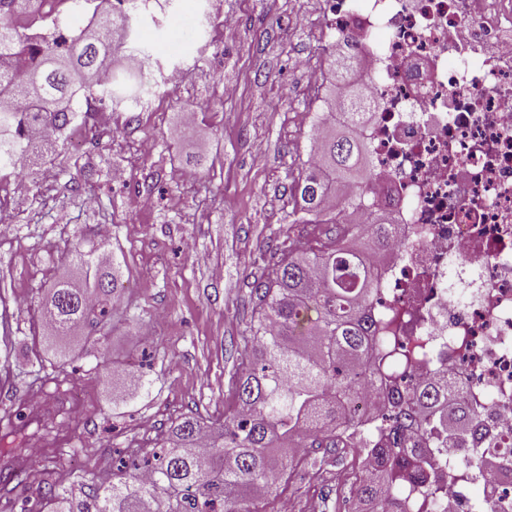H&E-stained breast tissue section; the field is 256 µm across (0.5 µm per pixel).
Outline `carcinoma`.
Listing matches in <instances>:
<instances>
[{"label": "carcinoma", "mask_w": 512, "mask_h": 512, "mask_svg": "<svg viewBox=\"0 0 512 512\" xmlns=\"http://www.w3.org/2000/svg\"><path fill=\"white\" fill-rule=\"evenodd\" d=\"M33 0H0V95L13 96L25 106L0 112V170L13 153L29 150L37 137L52 129L56 142L66 143L78 113L76 97L103 103L140 95V87L123 91L136 77L129 69L112 76L100 89L87 84L100 71L112 68V48L135 37L139 14L134 10L102 12L97 0H82L91 22L79 30L59 25L60 13L49 9L32 14ZM329 72L338 75L341 95L332 89L323 96L331 109L347 114L349 136H332L327 112L316 113L311 136L315 158L293 179L292 193L307 224H330L336 213H325L322 202L336 196V184L350 185L340 210H359L365 221L336 225V233L318 248L288 247L266 280L255 284L257 326L243 337L251 351L234 379L235 410L224 422L200 416H178L154 446L136 449L120 469L121 475L92 479L81 499L73 488H48L44 499L20 497L22 509L43 507L51 512H260L265 496L287 481L295 457L277 456L284 444L305 447L308 439L336 445L332 426L343 420L359 436L370 429L352 414L351 401L362 382L380 373L388 359L408 366L430 359L428 342L418 337L406 347L391 335L397 314L371 315L369 307L380 289L378 265L372 252L383 249L392 217L379 215L366 204L375 176L367 165V142L360 130L372 118L377 103L366 92L368 83L356 78L358 62L351 55L325 53ZM347 239H362L366 247L346 250ZM72 260L85 273L77 288L57 282L42 306L51 332L47 345L79 331L90 338L112 315L117 300L121 264L103 256L93 242L72 246ZM393 411L374 428L389 441L382 449L386 463L377 476L359 479L356 495L376 503L379 512H412L413 496L434 498L440 488L428 482V471L442 469L438 453L418 454L403 445L408 432L420 429L430 447H444V425L465 431L474 419L462 396L448 397V385L435 379L421 388L395 382ZM413 487L405 490L407 477Z\"/></svg>", "instance_id": "1"}]
</instances>
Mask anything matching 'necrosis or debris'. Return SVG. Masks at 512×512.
<instances>
[{"label": "necrosis or debris", "mask_w": 512, "mask_h": 512, "mask_svg": "<svg viewBox=\"0 0 512 512\" xmlns=\"http://www.w3.org/2000/svg\"><path fill=\"white\" fill-rule=\"evenodd\" d=\"M337 53L354 54L378 109L363 130L372 210L397 249L372 309L402 312L430 361L512 446V0H320ZM434 512L512 506V459L449 443Z\"/></svg>", "instance_id": "obj_1"}]
</instances>
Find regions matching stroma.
I'll list each match as a JSON object with an SVG mask.
<instances>
[{
  "instance_id": "obj_1",
  "label": "stroma",
  "mask_w": 512,
  "mask_h": 512,
  "mask_svg": "<svg viewBox=\"0 0 512 512\" xmlns=\"http://www.w3.org/2000/svg\"><path fill=\"white\" fill-rule=\"evenodd\" d=\"M317 11L316 0H168L138 23L152 57L142 78L159 85L180 68L183 83L135 112L106 104L102 145L81 128L79 150L46 154L11 196L15 221L0 226V471L37 468L31 498L120 468L172 417L233 408L254 281L275 248L331 230L296 223L291 197L311 148L301 117L322 78ZM137 191L148 210H136ZM90 237L123 262L121 303L97 342L63 339V361L42 341L41 302L57 281L82 283L68 252ZM130 369L148 393L131 397ZM354 467L340 449H310L262 512L284 497L293 512L345 502L363 512Z\"/></svg>"
}]
</instances>
